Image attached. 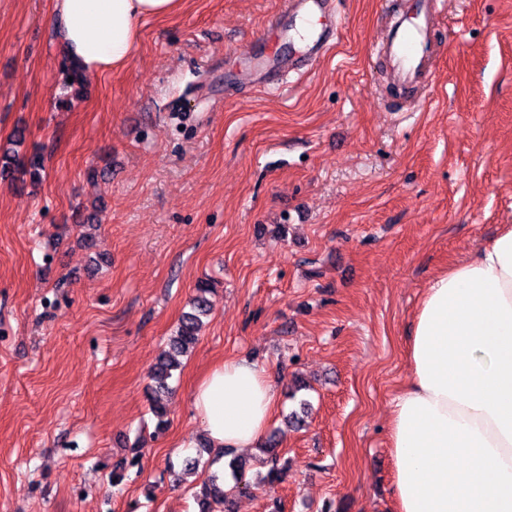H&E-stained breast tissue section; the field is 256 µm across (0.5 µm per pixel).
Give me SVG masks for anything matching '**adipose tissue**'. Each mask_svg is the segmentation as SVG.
<instances>
[{
  "label": "adipose tissue",
  "instance_id": "1",
  "mask_svg": "<svg viewBox=\"0 0 512 512\" xmlns=\"http://www.w3.org/2000/svg\"><path fill=\"white\" fill-rule=\"evenodd\" d=\"M181 0H54L62 50L88 76L125 67L142 22ZM411 381L388 424L396 512H512V225L433 278L409 341ZM279 390L268 371L227 359L194 407L215 448L260 446Z\"/></svg>",
  "mask_w": 512,
  "mask_h": 512
}]
</instances>
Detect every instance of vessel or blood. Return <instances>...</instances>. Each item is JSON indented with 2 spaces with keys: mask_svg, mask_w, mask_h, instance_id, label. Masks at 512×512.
I'll return each mask as SVG.
<instances>
[{
  "mask_svg": "<svg viewBox=\"0 0 512 512\" xmlns=\"http://www.w3.org/2000/svg\"><path fill=\"white\" fill-rule=\"evenodd\" d=\"M436 0H384L392 12V34L374 52L386 59L405 95L428 84L434 62L432 7ZM332 0H284V8L268 23L276 40L295 46V53L251 54L242 70L260 83H273L286 72L310 66L323 58L341 38V23L331 10Z\"/></svg>",
  "mask_w": 512,
  "mask_h": 512,
  "instance_id": "b4317fda",
  "label": "vessel or blood"
}]
</instances>
